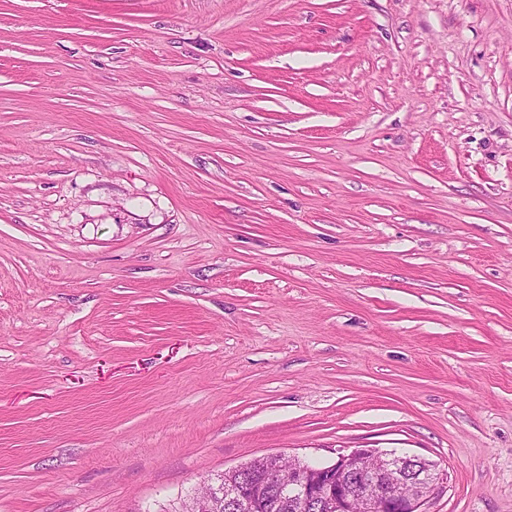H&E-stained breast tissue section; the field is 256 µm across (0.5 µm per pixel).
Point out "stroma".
<instances>
[{"label":"stroma","instance_id":"obj_1","mask_svg":"<svg viewBox=\"0 0 512 512\" xmlns=\"http://www.w3.org/2000/svg\"><path fill=\"white\" fill-rule=\"evenodd\" d=\"M356 448L512 512V0H0V512Z\"/></svg>","mask_w":512,"mask_h":512}]
</instances>
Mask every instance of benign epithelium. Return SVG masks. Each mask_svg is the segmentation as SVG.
Masks as SVG:
<instances>
[{
  "label": "benign epithelium",
  "instance_id": "7a95c632",
  "mask_svg": "<svg viewBox=\"0 0 512 512\" xmlns=\"http://www.w3.org/2000/svg\"><path fill=\"white\" fill-rule=\"evenodd\" d=\"M264 457L212 477L187 503L188 512H258L263 504L288 493L300 512H423L438 482L426 477V460L376 449H355L333 463L311 468L292 459L288 478L276 486L268 473L277 468Z\"/></svg>",
  "mask_w": 512,
  "mask_h": 512
}]
</instances>
